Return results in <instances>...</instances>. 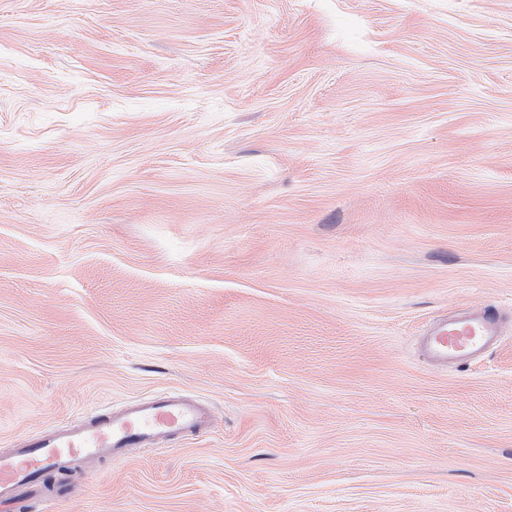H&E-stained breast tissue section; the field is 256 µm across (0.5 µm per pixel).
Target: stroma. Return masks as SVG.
<instances>
[{
	"label": "stroma",
	"mask_w": 512,
	"mask_h": 512,
	"mask_svg": "<svg viewBox=\"0 0 512 512\" xmlns=\"http://www.w3.org/2000/svg\"><path fill=\"white\" fill-rule=\"evenodd\" d=\"M172 390L21 512H512V0H0V454ZM502 330L495 307L466 308L433 323L421 336V349L435 367L448 368L483 356L499 343Z\"/></svg>",
	"instance_id": "obj_1"
}]
</instances>
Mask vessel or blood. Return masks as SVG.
Returning a JSON list of instances; mask_svg holds the SVG:
<instances>
[{"label": "vessel or blood", "instance_id": "vessel-or-blood-1", "mask_svg": "<svg viewBox=\"0 0 512 512\" xmlns=\"http://www.w3.org/2000/svg\"><path fill=\"white\" fill-rule=\"evenodd\" d=\"M503 324L492 306L466 308L433 323L421 349L435 367L463 364L483 356L502 336ZM210 407L181 393H164L98 409L48 427L0 455V512H11L24 495L38 491L46 475L93 458L120 457L131 448H150L182 434L202 435L214 426Z\"/></svg>", "mask_w": 512, "mask_h": 512}]
</instances>
